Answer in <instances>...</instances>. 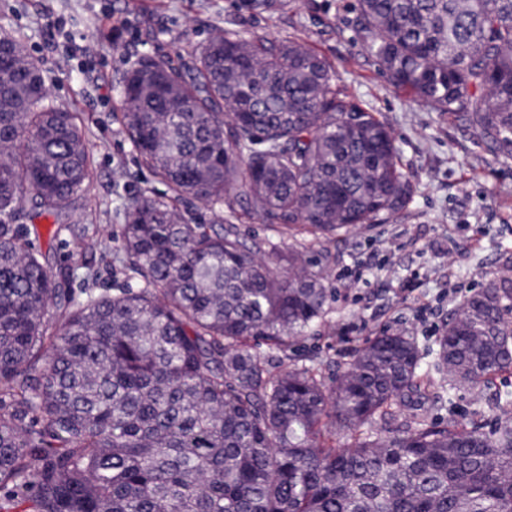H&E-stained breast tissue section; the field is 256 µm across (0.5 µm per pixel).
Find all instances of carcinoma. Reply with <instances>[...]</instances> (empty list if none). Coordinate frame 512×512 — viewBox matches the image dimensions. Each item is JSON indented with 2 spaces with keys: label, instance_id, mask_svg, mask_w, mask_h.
<instances>
[{
  "label": "carcinoma",
  "instance_id": "obj_1",
  "mask_svg": "<svg viewBox=\"0 0 512 512\" xmlns=\"http://www.w3.org/2000/svg\"><path fill=\"white\" fill-rule=\"evenodd\" d=\"M388 82L512 156V0H356ZM180 68L136 60L121 122L166 185L125 211L114 291L62 286L30 238L88 191L81 118L0 36V512H512V422H427L443 374L474 392L512 368V276L450 317L433 365L383 331L333 384L288 356L327 312L322 259L265 250L192 206L256 215L321 243L406 207L388 127L295 37L228 27ZM59 310L49 331L50 308ZM412 413L386 432L393 407ZM349 444L336 447V434Z\"/></svg>",
  "mask_w": 512,
  "mask_h": 512
}]
</instances>
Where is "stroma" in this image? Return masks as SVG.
I'll use <instances>...</instances> for the list:
<instances>
[{
  "instance_id": "obj_1",
  "label": "stroma",
  "mask_w": 512,
  "mask_h": 512,
  "mask_svg": "<svg viewBox=\"0 0 512 512\" xmlns=\"http://www.w3.org/2000/svg\"><path fill=\"white\" fill-rule=\"evenodd\" d=\"M255 14L244 0H0V31L16 36L48 80L49 103L81 113L93 162L88 193L61 218V242L50 245L49 220L35 226L53 272L83 288H118L129 274L112 258L128 203L163 184L140 165L119 106L123 72L144 54L180 65L188 46L207 42L229 22L251 36L294 34L326 58L341 86L392 132L401 170L415 192L406 207L379 224L350 230L326 268L328 314L293 357L325 379L343 370L354 351L380 331L406 329L434 350L450 313L493 273L512 264V158L490 152L475 130L412 100L393 87L362 49L354 0H276ZM89 46L66 57L61 32ZM246 240L294 247L285 228L255 216L225 215ZM88 230L91 246L74 248L69 227ZM512 370L495 374L481 393L453 387L446 403L426 405L428 422L479 420L485 430L512 418Z\"/></svg>"
}]
</instances>
